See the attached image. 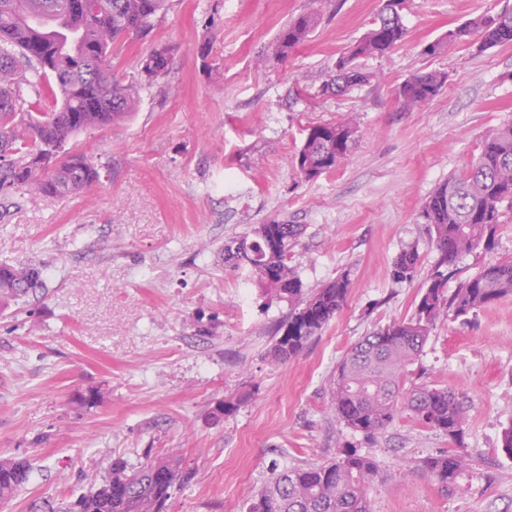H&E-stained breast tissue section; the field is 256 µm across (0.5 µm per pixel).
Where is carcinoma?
I'll return each instance as SVG.
<instances>
[{
    "label": "carcinoma",
    "mask_w": 512,
    "mask_h": 512,
    "mask_svg": "<svg viewBox=\"0 0 512 512\" xmlns=\"http://www.w3.org/2000/svg\"><path fill=\"white\" fill-rule=\"evenodd\" d=\"M402 0H387L371 27L336 61L335 74L325 91L344 93L369 80L356 64L360 58L383 56L401 45L407 28L399 13ZM167 0H93L77 11L67 0H0V199L17 193L65 199L99 180L89 156L69 147L80 132L108 127L131 117L139 91L112 75V45L134 32L151 27ZM319 24L314 12L290 20L277 34L273 52L281 59L305 43ZM478 38L479 47L512 44V13L472 18L429 43L436 55ZM166 47L152 49L140 62L147 82L169 66ZM445 83L441 72L418 73L401 83L399 99L423 106ZM61 104L51 103L54 89ZM354 119L314 124L295 156L301 178L313 180L336 169L356 140ZM40 154L46 167H32ZM512 122L490 132L478 157L460 176L438 184L425 200L421 217L428 224L439 265L453 263L478 248L490 251L504 208H512ZM302 233L299 224L271 220L245 234L249 251L234 249L240 237L224 242V265L250 269L253 284L288 302V333L278 336L270 350L272 361L298 357L311 339L347 303L349 274L342 273L320 288L304 291L291 265V249ZM420 266L418 246L403 248L391 274L412 280ZM443 271H433L421 289L408 319L394 320L359 340L336 368L332 405L337 418L367 440L375 439L399 416L448 436L452 447L420 461L419 468L448 490L467 466L457 447L465 434L464 402L458 394L411 379L436 322L486 307L512 295V257L489 262L475 276L461 281L453 292ZM41 287L36 268L0 266V305L19 301ZM156 468L137 467L122 458L101 482L66 504L63 512H169L174 491L188 483L192 471L177 452L155 457ZM26 458L0 459V500L11 499L29 482ZM374 459L349 447L336 459L316 465L294 466L275 474L256 494L246 498L245 512H369L367 487L377 475Z\"/></svg>",
    "instance_id": "carcinoma-1"
}]
</instances>
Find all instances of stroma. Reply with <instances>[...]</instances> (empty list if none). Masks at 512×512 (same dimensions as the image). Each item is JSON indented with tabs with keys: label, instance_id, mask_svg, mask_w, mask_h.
Listing matches in <instances>:
<instances>
[{
	"label": "stroma",
	"instance_id": "1",
	"mask_svg": "<svg viewBox=\"0 0 512 512\" xmlns=\"http://www.w3.org/2000/svg\"><path fill=\"white\" fill-rule=\"evenodd\" d=\"M385 0H168L145 32L112 50L114 75L140 81V59L171 63L121 124L79 133L100 178L71 198L15 196L0 206V265L35 267L36 295L0 309V457L27 458L28 484L0 512H57L115 457L137 465L176 451L195 473L170 512H242L272 472L334 459L346 447L379 467L371 512H512V296L431 331L421 379L463 395L468 459L451 492L416 467L448 438L403 416L364 440L331 405L336 365L366 332L410 317L439 259L420 211L435 186L466 171L485 135L512 122V44L426 46L512 0H404L406 42L363 59L369 83L322 87ZM320 22L287 59L271 51L300 14ZM441 71L420 108L396 91ZM355 116L356 145L336 170L302 181L294 164L308 126ZM272 219L303 227L292 250L305 288L350 274L346 305L297 358L269 350L288 305L224 265V243ZM417 245L420 267L392 264ZM512 256V212L493 251L456 260L459 281ZM249 393L213 419L224 399ZM420 266V254L416 245L403 248L394 259L391 274L393 279L402 282L412 280Z\"/></svg>",
	"mask_w": 512,
	"mask_h": 512
}]
</instances>
